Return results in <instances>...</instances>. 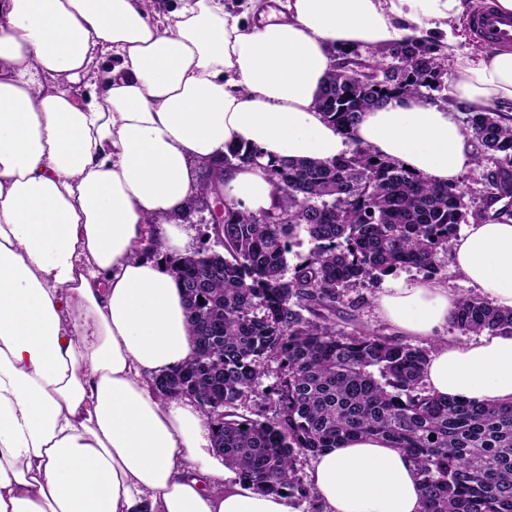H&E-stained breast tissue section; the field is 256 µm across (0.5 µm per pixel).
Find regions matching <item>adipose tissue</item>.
Masks as SVG:
<instances>
[{
    "label": "adipose tissue",
    "instance_id": "obj_1",
    "mask_svg": "<svg viewBox=\"0 0 512 512\" xmlns=\"http://www.w3.org/2000/svg\"><path fill=\"white\" fill-rule=\"evenodd\" d=\"M463 0H287L245 23L222 0H0V512H295L209 452L193 398L154 377L196 351L172 217L197 166L233 145L267 160H330L354 145L438 183L475 164L454 112L407 96L345 136L317 107L339 46L453 44ZM118 65H111V58ZM450 93L478 112L512 103V51L456 56ZM235 208L269 210L266 172L224 173ZM154 237L157 251L145 248ZM456 269L512 309V220L467 225ZM457 296L393 281L375 311L400 336L440 335ZM431 394L512 403V332L438 344ZM308 481L324 512H421L413 460L357 438L323 450Z\"/></svg>",
    "mask_w": 512,
    "mask_h": 512
}]
</instances>
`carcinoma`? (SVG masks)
<instances>
[{
	"mask_svg": "<svg viewBox=\"0 0 512 512\" xmlns=\"http://www.w3.org/2000/svg\"><path fill=\"white\" fill-rule=\"evenodd\" d=\"M390 63L359 49L339 51L318 97L326 119L353 133L360 113L398 96L437 88L448 56L429 42L387 48ZM512 117L471 112L466 131L485 153H501L487 176V199L512 198ZM232 147L224 167L256 165L277 187L274 207L245 214L224 202L217 239L224 252L171 262L186 302L197 355L156 380L163 397L191 396L224 410L215 447L238 479L306 498L299 457L314 458L355 437L386 440L409 454L420 478L421 512H512V404L439 398L422 386L428 351L381 331L336 328L341 291L375 283L403 267L447 278L439 251L465 222L466 190L420 177L355 146L334 160L280 159ZM200 166L186 213L211 195L223 174ZM301 228L315 249L284 275L289 239ZM450 323L460 333L512 331V309L478 295L458 299ZM277 381L257 388L269 364ZM261 397L271 418L236 412Z\"/></svg>",
	"mask_w": 512,
	"mask_h": 512,
	"instance_id": "1",
	"label": "carcinoma"
}]
</instances>
